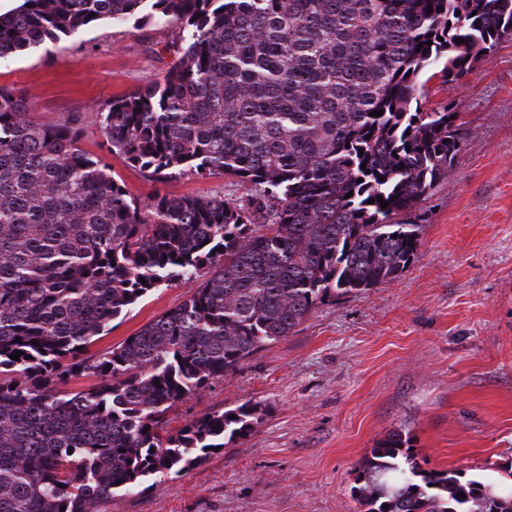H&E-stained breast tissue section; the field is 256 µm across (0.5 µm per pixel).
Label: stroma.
<instances>
[{
    "label": "stroma",
    "mask_w": 512,
    "mask_h": 512,
    "mask_svg": "<svg viewBox=\"0 0 512 512\" xmlns=\"http://www.w3.org/2000/svg\"><path fill=\"white\" fill-rule=\"evenodd\" d=\"M176 29L102 23L0 62V86L25 93L46 125H70L134 199H241L233 177L148 179L110 151L94 110L159 80ZM453 104L470 139L453 177L423 201L418 261L395 283L319 305L299 331L172 408L167 428L257 403L251 436L179 477L118 495L98 512H358L354 470L394 430L428 467L501 481L512 467V40L466 78H431L425 108ZM175 283L113 320L96 356L178 306Z\"/></svg>",
    "instance_id": "stroma-1"
}]
</instances>
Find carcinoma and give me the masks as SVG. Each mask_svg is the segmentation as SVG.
I'll list each match as a JSON object with an SVG mask.
<instances>
[{
	"label": "carcinoma",
	"instance_id": "obj_1",
	"mask_svg": "<svg viewBox=\"0 0 512 512\" xmlns=\"http://www.w3.org/2000/svg\"><path fill=\"white\" fill-rule=\"evenodd\" d=\"M130 20L178 29L179 59L97 109L109 148L155 182L229 175L251 195L134 200L77 129L37 123L0 87V512H96L249 436L250 401L174 434L166 413L418 260L420 225L397 217L468 146L452 107L423 108L418 78L443 61L461 79L512 27V0H22L0 11V60ZM175 282L180 305L84 356ZM76 377L97 383L63 389ZM355 482L360 512H512L505 484L425 469L399 431Z\"/></svg>",
	"mask_w": 512,
	"mask_h": 512
}]
</instances>
